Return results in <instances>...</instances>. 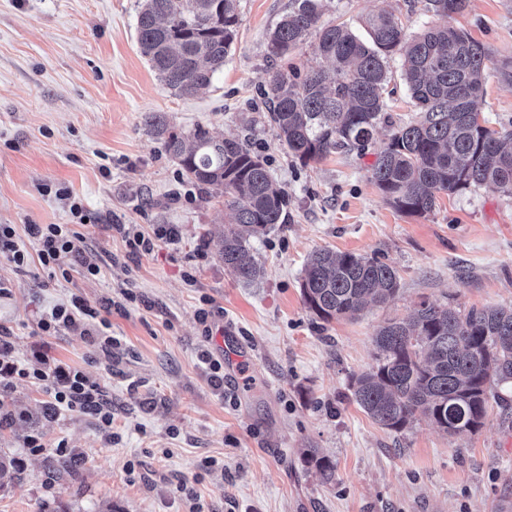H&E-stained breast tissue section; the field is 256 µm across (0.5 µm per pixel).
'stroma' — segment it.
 Returning a JSON list of instances; mask_svg holds the SVG:
<instances>
[{
	"mask_svg": "<svg viewBox=\"0 0 512 512\" xmlns=\"http://www.w3.org/2000/svg\"><path fill=\"white\" fill-rule=\"evenodd\" d=\"M143 0H0V224H66L63 185L92 222L84 246L100 272L47 279L0 255V326L18 359L36 349L80 368L101 388L112 427L91 415L45 413L28 380L0 394V449L16 460L0 512H512V388L476 433L456 438L419 416L404 431L376 424L354 401L353 376L374 363L379 326L421 301L467 309L512 306V196L487 186L439 196L424 216L398 211L372 179L376 154L416 112L401 59L387 64L389 122L367 150L301 164L280 145L264 93L274 64L270 28L290 0H239L238 35L209 89L177 95L141 55ZM426 0H323L322 22L360 30L394 11L408 34L435 23ZM492 52L512 59V0H471L454 16ZM204 128L246 142L288 195L286 223L252 239L262 268L236 279L218 256L230 220L223 197L202 198L145 124ZM140 225L151 253L116 232ZM178 232V245L160 238ZM328 248L378 256L399 290L353 319L323 322L305 307L308 256ZM109 306L116 345L94 336L42 335L36 319L72 294ZM229 331L216 344L210 326ZM224 367L217 380L211 360ZM42 447L30 449V438ZM66 443L76 466L56 450ZM316 449L332 482L306 464Z\"/></svg>",
	"mask_w": 512,
	"mask_h": 512,
	"instance_id": "1",
	"label": "stroma"
}]
</instances>
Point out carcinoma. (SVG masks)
<instances>
[{
	"mask_svg": "<svg viewBox=\"0 0 512 512\" xmlns=\"http://www.w3.org/2000/svg\"><path fill=\"white\" fill-rule=\"evenodd\" d=\"M468 6L469 0H428L439 22L411 39L399 17L380 11L366 18L362 38L343 22L321 23L319 0H292L269 33L268 55L283 59L307 44L315 64L303 76L280 68L269 80V118L288 154L306 165L338 149H365L386 120L385 63L398 52L418 118L377 154L372 177L384 199L422 216L439 195L471 187L511 196L512 130L476 122L489 50L449 22ZM238 26L237 0H144L138 43L161 82L188 95L224 68ZM146 124L188 182L205 197H224L233 215L220 250L225 269L244 282L258 279L250 238L286 223L287 215V195L264 161L242 141L202 128L180 136L157 115ZM398 287L397 270L380 259L322 249L308 261L302 296L329 323L389 301ZM374 343L375 365L352 379V395L390 431L404 430L421 413L450 436L473 434L490 402H505L493 387L512 386V306L461 311L423 301L410 319L380 327ZM305 460L332 481L327 457L311 450Z\"/></svg>",
	"mask_w": 512,
	"mask_h": 512,
	"instance_id": "1",
	"label": "carcinoma"
}]
</instances>
